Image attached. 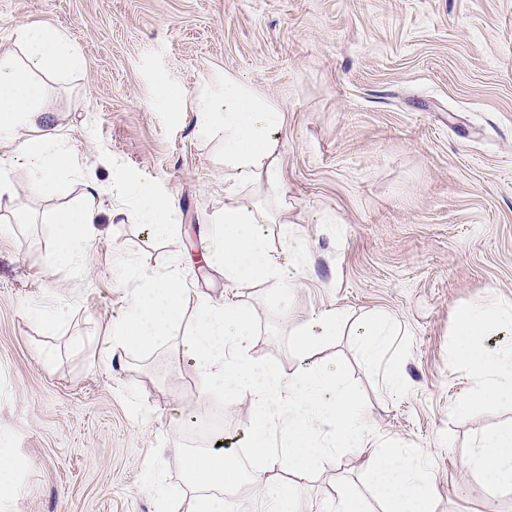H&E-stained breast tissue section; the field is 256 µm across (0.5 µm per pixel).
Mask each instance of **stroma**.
Instances as JSON below:
<instances>
[{
  "mask_svg": "<svg viewBox=\"0 0 512 512\" xmlns=\"http://www.w3.org/2000/svg\"><path fill=\"white\" fill-rule=\"evenodd\" d=\"M22 24L60 30L84 59L80 72L42 77L83 166L47 197L21 199L28 221L0 233V448L18 470L0 512H155L152 467L175 496L188 492L177 423L197 404L198 373L171 363L165 344L111 351L127 308L119 254L179 266L184 325L205 299L252 306L249 357L286 372L294 332L338 310L344 325L316 365H342L386 446L428 454L436 512H512V487L487 488L462 466L478 435L512 424V404L456 416L473 381L449 360L463 306L490 294L512 304V0H0V53ZM227 72L286 110L284 198L255 196L276 219L269 247L294 263L287 284L242 288L202 258L224 210V158L156 81L189 95ZM126 174L179 204L176 235L104 224L85 274L54 268L41 211ZM57 304L70 321L43 331L35 311ZM367 313L399 331L372 361L358 338ZM208 406L243 447L249 396L215 393ZM359 465L340 451L300 478L308 512H333L339 481L367 493Z\"/></svg>",
  "mask_w": 512,
  "mask_h": 512,
  "instance_id": "1",
  "label": "stroma"
}]
</instances>
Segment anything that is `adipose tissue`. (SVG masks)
I'll return each mask as SVG.
<instances>
[{"instance_id":"obj_1","label":"adipose tissue","mask_w":512,"mask_h":512,"mask_svg":"<svg viewBox=\"0 0 512 512\" xmlns=\"http://www.w3.org/2000/svg\"><path fill=\"white\" fill-rule=\"evenodd\" d=\"M14 36L24 64L19 67L11 56L0 57V148H13L24 169L25 193L38 199L60 173L78 171L81 162L51 127L43 105L46 89L35 75L77 71L82 59L55 29L21 25ZM157 89L172 111L194 113L197 137L207 145L219 143L224 154V211L204 247L209 265L237 285L286 278L282 264L265 245L271 218L246 192L250 186L272 192L282 187L278 135L284 108L230 74L220 89L203 88L188 97L175 93L163 77ZM113 189L133 203L135 215L155 239L170 238L183 222L177 203L144 189L134 178L117 180ZM101 193L99 185L87 183L78 202L43 213V223L56 227L55 265L82 268L100 241L103 218L120 217V209H103ZM113 277L128 297L127 311L112 324L113 347L149 353L158 344H169L174 358L198 368L202 392L250 396L254 419L245 442L252 450L251 470L275 512H303L296 484H284L283 474H308L325 455L338 450L366 455L364 473L384 512H434L427 455L380 447L367 408L341 370L315 367L321 345L341 327V314L326 309L301 327L295 338L298 363L286 373L248 357L256 334L248 305L201 303L188 331L180 318L187 288L178 268L145 270L122 259ZM511 329L512 305L493 297L460 310L451 357L468 369L475 388L457 402L456 415H466L486 401H512V348L495 351L484 341L485 336ZM463 466L480 474L488 486H511L512 426L480 435ZM183 468L194 493L188 512H225L228 495L242 482L235 455L220 448L194 450L184 454Z\"/></svg>"}]
</instances>
